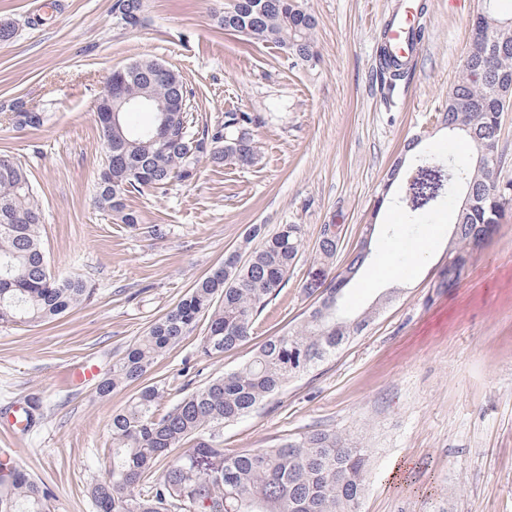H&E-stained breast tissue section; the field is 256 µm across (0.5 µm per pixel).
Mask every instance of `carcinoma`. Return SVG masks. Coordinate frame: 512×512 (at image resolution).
Segmentation results:
<instances>
[{"instance_id":"carcinoma-1","label":"carcinoma","mask_w":512,"mask_h":512,"mask_svg":"<svg viewBox=\"0 0 512 512\" xmlns=\"http://www.w3.org/2000/svg\"><path fill=\"white\" fill-rule=\"evenodd\" d=\"M299 0H224L220 26L248 42L273 46L301 62L315 58L316 18L295 6ZM112 13L124 29L144 27L143 0H113ZM494 7L474 16L472 38L448 88V109L436 120L448 132L467 139L472 157L460 166L437 160L418 169L407 183L402 203L409 213L430 210L443 194L463 188L471 204L458 212L448 244L451 264L437 287L460 282L458 261L483 247L492 226L512 210V182L500 180L499 163L479 166V153H498L502 112L512 102V26ZM381 81L393 87L408 68L393 58L386 43L378 54ZM128 95L149 93L164 113L163 139L136 133L146 126L130 122V113L112 125L104 101L97 106L104 159L95 186V204L123 224L140 223L126 197L145 188H163L188 180L198 162L231 161L241 167L257 160L249 112H226L224 121L198 127L190 90L181 73L156 59L141 58L119 78ZM44 111L16 106L19 128L39 129ZM42 207L29 174L14 158L0 154V324L30 325L53 321L89 300L94 289L79 278L59 279L48 267L41 238ZM261 244L243 261L232 252L224 265L197 280L178 304L155 320L112 364L97 393L112 394L140 381L155 361L174 348L202 319L207 333L201 349L221 355L248 337L268 303L286 286L299 260L300 224H282L272 235L254 225L246 238ZM338 241L321 236L319 252L304 288L318 299L301 324L268 337L257 353L237 369L185 395L168 412L157 413L164 388L141 387L127 409L112 415L110 473L91 484L88 494L97 512H357L365 491L367 449L346 442L331 430H314L298 439L256 453L224 452V427L254 412L299 374L336 354L359 335L376 311L336 312V288L353 279L367 263L359 254L333 269ZM182 454L171 456L173 450ZM166 461L163 471L157 464ZM50 489L24 469L0 462V512H49Z\"/></svg>"}]
</instances>
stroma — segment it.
<instances>
[{
  "label": "stroma",
  "mask_w": 512,
  "mask_h": 512,
  "mask_svg": "<svg viewBox=\"0 0 512 512\" xmlns=\"http://www.w3.org/2000/svg\"><path fill=\"white\" fill-rule=\"evenodd\" d=\"M402 2L302 0L317 20V58L298 63L226 34L224 0H144L147 22L135 31L119 25L112 0H0V20L18 29L0 44V153L31 174L51 272L96 288L52 323L0 326V414L33 396L43 406L27 431L0 435V449L51 489V512H96L87 489L108 472L112 416L138 391L101 398L95 384L70 385L69 368L89 363L110 375L225 252L244 249L251 226L303 225L301 258L245 341L204 355L201 323L147 373L145 383L165 384L157 410L166 413L297 325L314 302L304 283L323 225L342 229L341 264L372 222V255L391 252L402 277L397 297L335 355L226 426L224 449L253 453L333 430L369 451L360 512H512V214L447 290L437 273L462 193L411 216L393 203L373 210L395 162L405 178L436 146L468 161L470 146L449 144L434 115L448 105L481 0H416L428 34L391 94L376 77L377 48ZM141 57L180 71L199 124L234 110L257 116L258 160L243 168L204 159L190 181L129 194L140 222L128 226L94 203L104 159L95 112L105 76ZM20 103L48 112V122L17 128ZM425 238L428 254L415 261L410 246Z\"/></svg>",
  "instance_id": "35a3bbf8"
}]
</instances>
